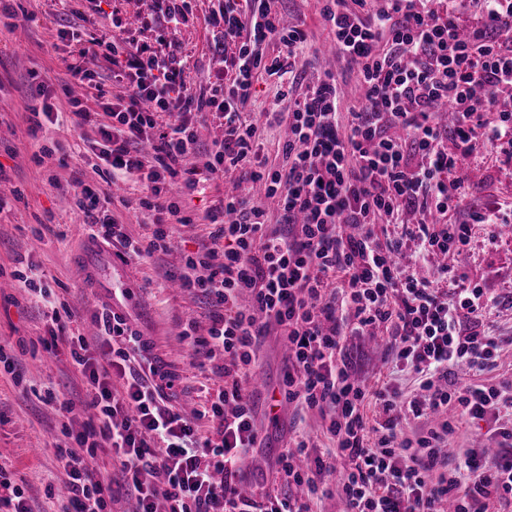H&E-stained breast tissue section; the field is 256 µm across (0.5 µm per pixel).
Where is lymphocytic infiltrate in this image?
<instances>
[{
	"label": "lymphocytic infiltrate",
	"mask_w": 512,
	"mask_h": 512,
	"mask_svg": "<svg viewBox=\"0 0 512 512\" xmlns=\"http://www.w3.org/2000/svg\"><path fill=\"white\" fill-rule=\"evenodd\" d=\"M271 0H222L211 24L235 51L224 74L193 92L178 45L130 37L120 15L112 35L86 39L79 22L57 30L70 47L67 69L93 90L94 106L66 96L78 127L90 128L99 157L142 189L151 212L148 245L121 231L91 186L76 193L79 209L117 241L124 256L164 249L172 224L186 225L182 198L236 174V193L207 212L209 245L187 255L181 287L207 297L209 335L186 328L195 357L221 359L222 385L202 408L171 407L179 377L148 357L149 343L122 315H104L95 343L69 332L51 313L84 378L90 418L75 447L59 450L73 512H106L113 484L136 495L139 512H313L329 484L345 512H507L512 507V382L458 385L465 367L478 375L496 366L498 338L487 316L496 300L479 285L457 284L444 264L468 245L473 225L502 223V208L469 206L473 186L456 176L478 145L512 158V44L494 33L512 27V0H320L338 59L358 71L362 104L339 111L333 75L272 113L286 127L287 162L268 166L248 107L260 73L299 82L307 35L284 26ZM192 0H143L142 28L185 22ZM277 42L281 56L257 47ZM124 92L107 97L99 49ZM449 106L452 124L438 118ZM224 120L201 166L183 168L198 151V125ZM260 184L277 199V225L251 192ZM440 257L429 276L419 267ZM288 339L283 395L297 419L324 412L332 447L310 451L295 440L277 458L281 484L247 492L242 468L262 442L249 392L252 363L272 331ZM385 336L389 379L356 382L343 351L349 336ZM377 405L369 415V405ZM426 420L410 437L409 420ZM496 424L491 448L449 449L460 421ZM110 453L117 475L91 460Z\"/></svg>",
	"instance_id": "f902f5d3"
}]
</instances>
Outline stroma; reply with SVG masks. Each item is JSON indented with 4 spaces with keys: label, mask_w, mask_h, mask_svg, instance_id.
Listing matches in <instances>:
<instances>
[{
    "label": "stroma",
    "mask_w": 512,
    "mask_h": 512,
    "mask_svg": "<svg viewBox=\"0 0 512 512\" xmlns=\"http://www.w3.org/2000/svg\"><path fill=\"white\" fill-rule=\"evenodd\" d=\"M21 19L14 30H0V165L7 172L0 181V196L10 199L11 209L0 214V340L5 341L6 360L0 361V465L12 470L31 498L34 512H71L68 503L48 498L47 484L63 485L58 449L71 446L69 431L88 420L82 408L65 411L55 393L73 400L85 395L81 375L71 364L65 344L49 348L45 311H72L87 338L103 332L98 317L112 304V275L90 276L85 254L90 248L108 251L98 238L97 227L88 223L74 200V179L99 190L111 200V208L132 238L149 242L154 226L149 212L141 210L140 189L133 183L116 182L99 168L89 150L93 133L72 125H49L30 140L23 105L32 81L45 83L53 100L64 99L75 82L66 69L65 46L59 45L48 17L63 7L82 10L81 0L62 5L61 0H11ZM217 0H195L184 24L166 30V37L183 47L186 72L194 88L207 87L224 69V51L217 48L219 33L208 17ZM277 8L288 25L305 31L309 49L318 51V62L309 64L302 86L316 84L325 70L336 74L342 92L341 112H348L359 97L357 75L345 62L329 58L331 35L320 15L318 0H278ZM277 76L261 74L255 82L251 115L261 150L269 164L283 165L280 151L287 132L268 127L266 112L284 109L287 98L279 94ZM51 147L53 156L36 163V145ZM474 204L496 202L512 205V163L496 152L481 151L476 167ZM203 224L172 226L165 249L127 260L133 273L129 289L134 304H122L128 325L151 344V355L166 370L177 374L187 388L178 406L204 401L219 377L199 368L193 348L183 331L194 324L196 336L206 335L209 307L198 291L175 287L185 258L198 249ZM456 274L479 284L499 305L489 318L500 339L495 368L478 377L479 382L498 384L512 380V236L488 239L482 227H473L468 246L458 251L452 264ZM26 272L34 282L25 289L11 280L13 271ZM50 289L41 297L40 289ZM346 350L355 364L352 376L360 382L385 379L389 365L384 347L368 337L350 336ZM267 392H253L256 422L265 446L243 468L244 482L258 487L271 478L273 460L287 446L295 431V416L287 405L270 410L268 392L282 389L288 372L285 337H265L255 366Z\"/></svg>",
    "instance_id": "1"
}]
</instances>
